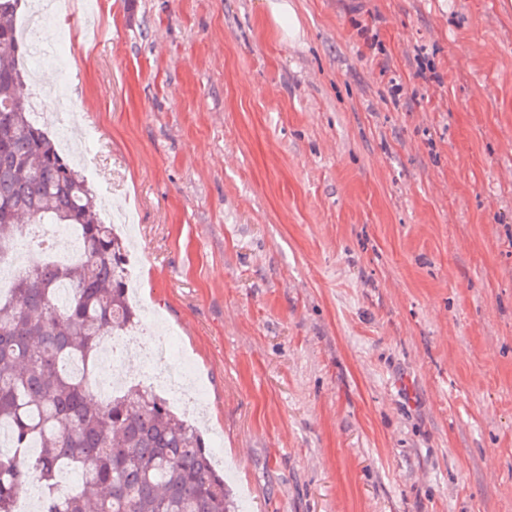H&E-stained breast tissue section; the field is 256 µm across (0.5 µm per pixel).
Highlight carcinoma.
<instances>
[{
	"instance_id": "1",
	"label": "carcinoma",
	"mask_w": 512,
	"mask_h": 512,
	"mask_svg": "<svg viewBox=\"0 0 512 512\" xmlns=\"http://www.w3.org/2000/svg\"><path fill=\"white\" fill-rule=\"evenodd\" d=\"M0 0V251L14 249L19 221L76 233L71 261L43 257L0 290V512L38 475V512H236L198 428L154 391L130 386L106 401L91 394L101 336L138 319L128 302L127 251L101 221L84 176L30 118L16 12ZM78 475L63 484L66 471Z\"/></svg>"
}]
</instances>
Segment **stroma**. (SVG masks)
I'll use <instances>...</instances> for the list:
<instances>
[{"label":"stroma","instance_id":"stroma-1","mask_svg":"<svg viewBox=\"0 0 512 512\" xmlns=\"http://www.w3.org/2000/svg\"><path fill=\"white\" fill-rule=\"evenodd\" d=\"M293 2L286 47L263 0H73L21 97L86 128L243 512H512V0Z\"/></svg>","mask_w":512,"mask_h":512}]
</instances>
